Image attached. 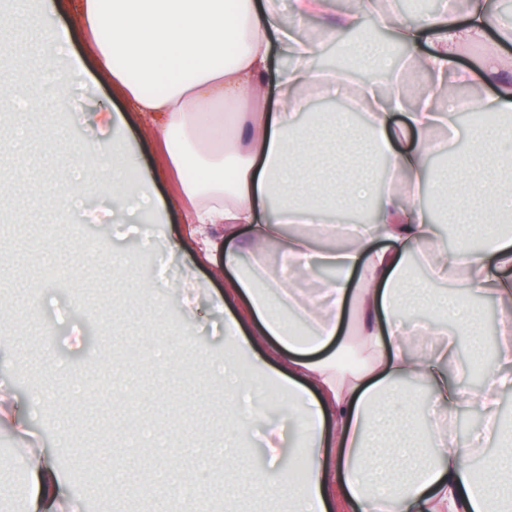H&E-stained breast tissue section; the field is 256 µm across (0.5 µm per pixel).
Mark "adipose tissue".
Segmentation results:
<instances>
[{
  "instance_id": "1",
  "label": "adipose tissue",
  "mask_w": 512,
  "mask_h": 512,
  "mask_svg": "<svg viewBox=\"0 0 512 512\" xmlns=\"http://www.w3.org/2000/svg\"><path fill=\"white\" fill-rule=\"evenodd\" d=\"M44 0L26 15L40 39V62L52 95L20 83L14 69L0 68V86L34 111L66 95L72 68L60 62L67 38L45 13L71 4L86 52L91 55L122 110L97 112L105 129L133 120L150 125L152 139L165 143L166 164H141L122 136L108 143L82 141L79 158L52 183L62 211L78 207L87 194L109 188L123 201V214L137 221L154 213L166 223L180 211L214 275L226 276L224 338H249L251 348L274 360L280 395L297 429L300 483L253 482L249 491L270 500L287 499L293 512H512V423L499 412L500 396L512 390V314L500 322V339L478 388H470V365L454 367L460 341L481 358L485 342L477 321L479 300L494 297L512 305V13H493L488 0H439L432 12L412 18L394 11L393 0H352L334 13L329 0H291L292 23H284L279 0ZM322 20L319 40L304 37L298 20ZM385 30L389 44L365 38L345 41L365 18ZM360 64L386 60L390 46L410 50L386 88L371 79L354 82L348 69L330 70L319 86L324 45ZM492 44L476 65L461 66L462 50ZM287 63L274 67L272 55ZM428 83L413 89V76ZM493 82L484 96L449 95L454 85ZM358 87L370 123L354 126L347 113L334 114L336 153L350 155L354 138L371 141L391 167L389 183L352 177L340 166L332 179L309 191L295 188L297 172L286 157L318 155L315 125L300 118L317 95L335 99ZM276 97L279 109L267 108ZM214 106L208 123L198 107ZM234 112L220 113V106ZM499 113L508 123L484 135L472 130L467 152L449 155L432 139L433 129L459 114ZM401 122H394V115ZM231 138H222V128ZM449 157L465 176L462 187L435 184L452 208L462 199L479 205L476 218L457 225V248H435L437 220L416 198L430 181L428 162ZM182 173V193L161 198L152 186L167 171ZM222 225V242L210 235ZM274 243L288 275L269 272L260 256ZM329 271L318 287L299 279ZM453 279V291L440 282ZM423 306L427 321L407 322L408 310ZM355 349V368L339 354ZM224 402L233 433L253 417L242 410L244 395L260 397L236 359H221ZM464 407L483 415V430L469 447L458 444L455 420ZM493 449L482 467L471 464L480 449ZM25 512H70L73 498L64 473L47 449L23 457Z\"/></svg>"
}]
</instances>
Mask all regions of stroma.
<instances>
[{"mask_svg":"<svg viewBox=\"0 0 512 512\" xmlns=\"http://www.w3.org/2000/svg\"><path fill=\"white\" fill-rule=\"evenodd\" d=\"M39 52V37L25 22L0 34V61L15 63L25 81L43 86ZM63 62L80 66L71 95L46 112L19 111L21 149L0 159V351L13 361L0 371V393L14 398L29 423L23 436L0 426V444L38 443L55 452L77 498L92 503L94 512H160L150 478L157 456L152 439H144L139 455L123 456V435L113 423L167 434V453L184 472L196 470L191 450L202 438L223 439L224 380L212 364L227 350L217 304L224 281L203 266L199 287H179L183 268L198 259L179 215L166 226L116 224L103 190L75 211L57 209L46 188L52 172L67 149L99 135L94 116L112 106V88L84 57L80 37H72ZM73 106L82 110L83 124H70ZM86 244L135 253L138 262L123 275L106 261L83 264L79 248ZM160 265L173 285L144 300L141 287ZM190 300L199 306L192 321L184 317ZM187 336L196 348L180 360L165 364L153 355L154 347ZM63 417L69 428L60 437L56 424ZM270 427L284 435L276 470L268 468L259 443ZM295 442L287 406L264 401L238 444L236 471L212 464L199 477L202 497L213 512H288L287 501L250 497L243 488L290 471ZM116 463L126 473L118 497L111 487Z\"/></svg>","mask_w":512,"mask_h":512,"instance_id":"obj_1","label":"stroma"}]
</instances>
